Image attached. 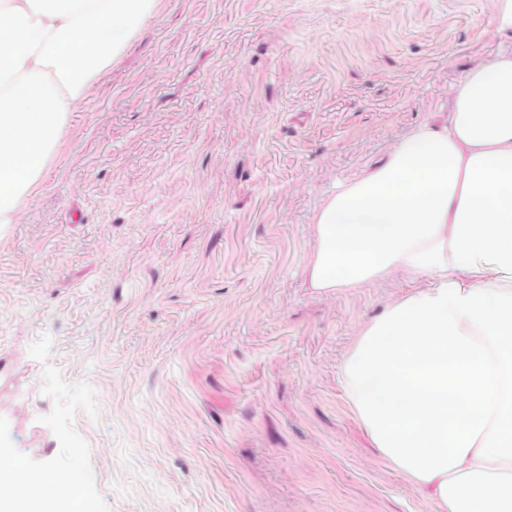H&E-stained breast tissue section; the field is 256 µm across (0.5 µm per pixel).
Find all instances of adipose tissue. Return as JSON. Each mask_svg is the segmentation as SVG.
Wrapping results in <instances>:
<instances>
[{"label": "adipose tissue", "mask_w": 512, "mask_h": 512, "mask_svg": "<svg viewBox=\"0 0 512 512\" xmlns=\"http://www.w3.org/2000/svg\"><path fill=\"white\" fill-rule=\"evenodd\" d=\"M312 288L395 273L427 287L367 321L340 382L375 448L440 512H512V49L455 86L445 116L337 185L315 214ZM63 485L52 500L39 488ZM0 512H84L54 471L0 462Z\"/></svg>", "instance_id": "ef3b65f1"}]
</instances>
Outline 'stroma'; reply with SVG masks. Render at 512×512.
Listing matches in <instances>:
<instances>
[{"instance_id": "35a3bbf8", "label": "stroma", "mask_w": 512, "mask_h": 512, "mask_svg": "<svg viewBox=\"0 0 512 512\" xmlns=\"http://www.w3.org/2000/svg\"><path fill=\"white\" fill-rule=\"evenodd\" d=\"M502 0H157L0 233V454L86 512H439L340 385L425 284L320 293L313 216L512 35Z\"/></svg>"}]
</instances>
